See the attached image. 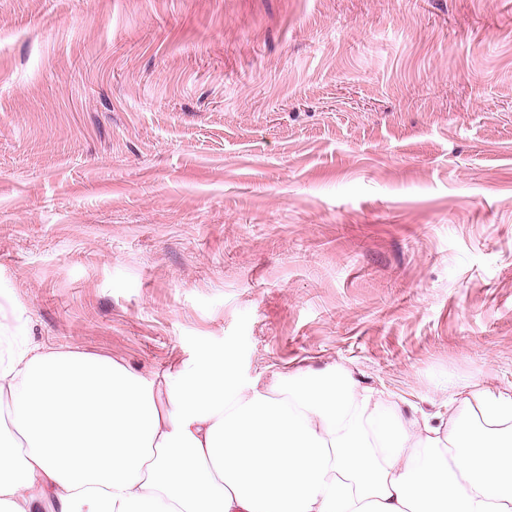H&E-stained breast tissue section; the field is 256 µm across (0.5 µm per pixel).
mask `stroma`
I'll list each match as a JSON object with an SVG mask.
<instances>
[{
    "instance_id": "stroma-1",
    "label": "stroma",
    "mask_w": 512,
    "mask_h": 512,
    "mask_svg": "<svg viewBox=\"0 0 512 512\" xmlns=\"http://www.w3.org/2000/svg\"><path fill=\"white\" fill-rule=\"evenodd\" d=\"M139 373L512 386V0H0V336Z\"/></svg>"
}]
</instances>
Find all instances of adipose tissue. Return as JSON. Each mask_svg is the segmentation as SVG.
Segmentation results:
<instances>
[{"label": "adipose tissue", "instance_id": "obj_1", "mask_svg": "<svg viewBox=\"0 0 512 512\" xmlns=\"http://www.w3.org/2000/svg\"><path fill=\"white\" fill-rule=\"evenodd\" d=\"M406 418L336 363L245 378L204 351L164 372L0 355V512H512V388Z\"/></svg>", "mask_w": 512, "mask_h": 512}]
</instances>
